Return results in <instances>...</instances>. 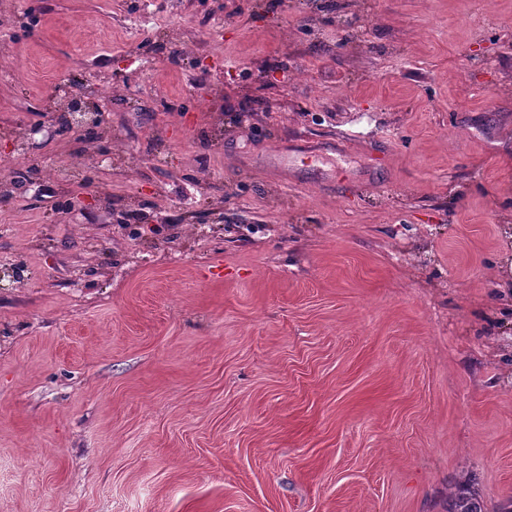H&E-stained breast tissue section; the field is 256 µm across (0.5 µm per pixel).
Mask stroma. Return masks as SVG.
I'll use <instances>...</instances> for the list:
<instances>
[{"label":"stroma","instance_id":"stroma-1","mask_svg":"<svg viewBox=\"0 0 512 512\" xmlns=\"http://www.w3.org/2000/svg\"><path fill=\"white\" fill-rule=\"evenodd\" d=\"M1 160L0 512L512 500V0H0ZM455 488V492L448 497L446 512H487L469 481L458 483Z\"/></svg>","mask_w":512,"mask_h":512}]
</instances>
